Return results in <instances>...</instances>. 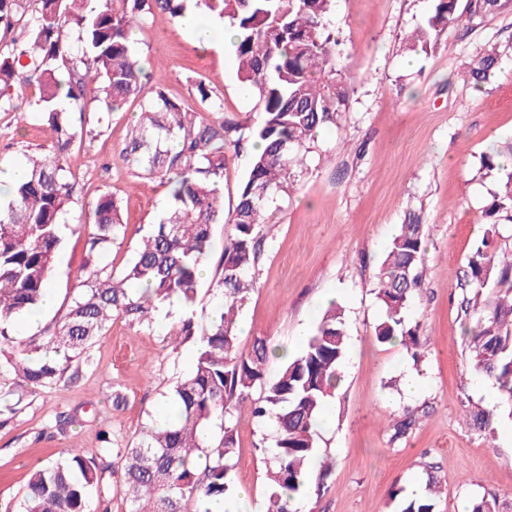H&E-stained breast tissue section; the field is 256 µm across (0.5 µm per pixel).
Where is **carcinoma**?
<instances>
[{"mask_svg":"<svg viewBox=\"0 0 512 512\" xmlns=\"http://www.w3.org/2000/svg\"><path fill=\"white\" fill-rule=\"evenodd\" d=\"M233 31L237 76L246 95L263 103L254 125L225 117L224 99L203 80L194 83L199 107H187L151 84L134 48V32L158 11L181 17L187 2ZM335 0H0V112L17 109L13 90L34 86L29 106L47 125L40 156H25V179L0 203V346L15 343L18 318L37 314L50 287L67 233L85 235L88 258L77 278L63 319L30 336L24 347L0 360V415L23 410L39 391L77 383L93 364L91 349L114 318L153 325L165 305L179 317L164 328L172 349L193 342L195 364L167 393L177 407L158 417L126 444L101 432L102 447L85 456L75 447L65 457L37 467L20 512H110L102 486L125 501V512H193L206 500L231 501L236 491L237 427L243 411L272 419L261 451L272 457L267 512H296L294 502L319 471L332 462L317 446L325 402L340 382L348 351L344 312L332 303L321 315L303 350L278 354L256 338L240 347L237 317L255 288L252 269L261 255L263 229L273 223L272 204L293 185L294 168L320 129L336 124L347 110L352 77L329 26ZM435 13L409 38L426 52L445 25L493 15L512 0H435ZM499 52L472 58L467 74L482 87L495 73ZM130 101L140 112L119 159L137 177L168 190L163 213L144 229L141 242L120 271L98 262L124 240L121 203L102 193L80 224L68 222L75 183L67 156L83 136L73 116L87 110L111 114ZM262 143L237 196L224 245L223 268L211 291L218 300L209 321L198 322V269L212 247L213 227L224 222L221 187L230 157L245 143ZM512 144L481 156V168L501 175V190L483 210L492 227L512 223ZM426 225L413 216L392 238L375 279L384 315L374 332L381 343H399L418 360L417 329L407 310L421 286ZM458 307L472 370L497 385L512 405V249L496 234L484 237L467 257ZM278 361L268 377L267 366ZM259 397H254L255 391ZM493 408L466 410V425L493 431ZM416 423L405 409L389 425L401 440ZM425 493L400 496L399 512H437L443 486L436 466L425 465Z\"/></svg>","mask_w":512,"mask_h":512,"instance_id":"1","label":"carcinoma"}]
</instances>
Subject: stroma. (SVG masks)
Listing matches in <instances>:
<instances>
[{"label": "stroma", "mask_w": 512, "mask_h": 512, "mask_svg": "<svg viewBox=\"0 0 512 512\" xmlns=\"http://www.w3.org/2000/svg\"><path fill=\"white\" fill-rule=\"evenodd\" d=\"M433 0H336L331 27L354 77V91L336 126L322 132L306 156L287 196L277 200L254 271L256 289L239 322L241 347L255 337L270 347L298 354L297 330L313 326L321 309L337 301L345 311L349 350L341 382L320 428L317 443L335 465L324 488H311L305 512H395L393 489L412 492L426 462L447 482L438 512H468L479 495H496L499 512H512V408L500 406L495 431L487 435L461 421L467 404L489 406L493 385L468 367L466 338L457 308L466 258L488 232L512 247V224L491 227L483 210L498 191L496 174L480 158L512 138V7L468 25H447L435 48L424 52L406 40L433 11ZM135 47L152 81L170 95L195 105L194 82L206 80L224 99L227 116L255 121L261 105L239 93L233 49L220 38L202 43L159 12L134 35ZM500 52L492 80L475 88L463 66L489 49ZM28 85L14 89L17 111L0 112V170L19 164L45 138L38 115L27 108ZM130 108L100 120L82 117L88 134L67 157L75 181V211L87 210L102 192L121 201L126 235L103 261L121 270L137 245L143 225L157 223L166 192L154 188L118 158ZM421 214L428 230L421 288L408 310L421 341L412 361L398 344L374 335L383 311L374 274L384 249L410 213ZM232 225L218 224L204 262L196 309L207 319L215 303L211 281L220 272ZM85 237L67 234L52 274L53 308L22 321L16 340L59 319L85 263ZM94 365L79 382L30 397L28 405L0 426V512H18L29 475L39 464L77 445L88 455L101 443L104 423L120 440L132 438L158 416L165 395L189 372L192 344L172 352L161 323L134 326L114 319L93 349ZM418 389L407 393V378ZM125 397L113 406L112 391ZM418 420L402 441L389 440L386 424L403 407ZM78 415L65 433L51 429L55 415ZM269 426L242 415L237 428V465L232 473L241 512H265L267 475L273 467L259 445Z\"/></svg>", "instance_id": "stroma-1"}]
</instances>
